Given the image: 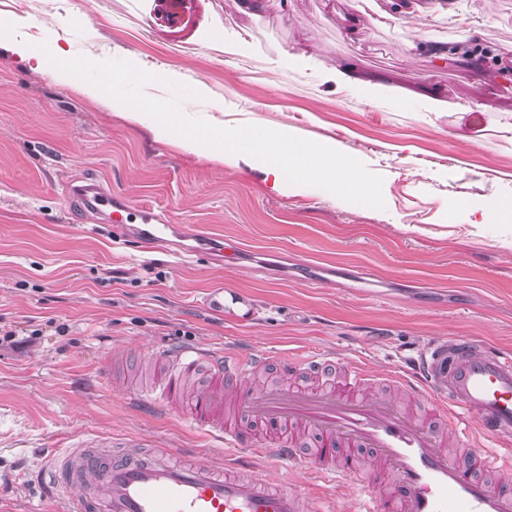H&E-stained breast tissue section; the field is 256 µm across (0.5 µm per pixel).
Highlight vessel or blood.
<instances>
[{
    "instance_id": "vessel-or-blood-1",
    "label": "vessel or blood",
    "mask_w": 512,
    "mask_h": 512,
    "mask_svg": "<svg viewBox=\"0 0 512 512\" xmlns=\"http://www.w3.org/2000/svg\"><path fill=\"white\" fill-rule=\"evenodd\" d=\"M67 193L114 234L169 246L172 226L164 212L132 206L87 181L68 184ZM205 305L215 314H236L247 303L216 289ZM150 356L166 371L165 382L128 390V398L167 411L191 396L192 423L246 451L247 459L224 469L202 454L181 463L167 448L145 451L135 442L86 435L48 458V492L60 512H334L325 500L255 474L259 459L298 461L297 450L309 439L324 484L386 480L382 494L350 501L347 512H512V354L481 338L428 343L409 368L389 374L300 349L284 367L297 375L334 372L340 381L263 384L238 393L226 380H248L264 369L270 351L164 346ZM228 412L272 430L273 438L254 444L240 427L225 424ZM363 451L369 463H362Z\"/></svg>"
}]
</instances>
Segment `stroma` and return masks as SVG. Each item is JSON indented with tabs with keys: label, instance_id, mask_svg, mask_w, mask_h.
I'll use <instances>...</instances> for the list:
<instances>
[{
	"label": "stroma",
	"instance_id": "35a3bbf8",
	"mask_svg": "<svg viewBox=\"0 0 512 512\" xmlns=\"http://www.w3.org/2000/svg\"><path fill=\"white\" fill-rule=\"evenodd\" d=\"M376 3L353 32L351 0H263L251 15L235 0H0L32 39L59 34L70 56L125 60L203 92L216 125L353 147L385 201L356 212L315 191L282 196L263 172L158 141L0 48V512H51L35 481L44 453L85 434L223 461L186 410L146 414L108 389L113 366L153 385L148 347H317L380 372L454 336L512 350V226L477 223L466 207L512 197V0H449L421 28L400 20L415 0ZM422 38L457 60L429 61ZM345 64L414 96L364 99L329 79ZM427 94L448 111H427ZM73 180L164 211L187 239L149 251L113 236L68 201ZM202 236L232 248L230 262L202 251ZM214 288L253 315L206 311ZM257 474L340 507L379 491L331 488L284 462Z\"/></svg>",
	"mask_w": 512,
	"mask_h": 512
}]
</instances>
